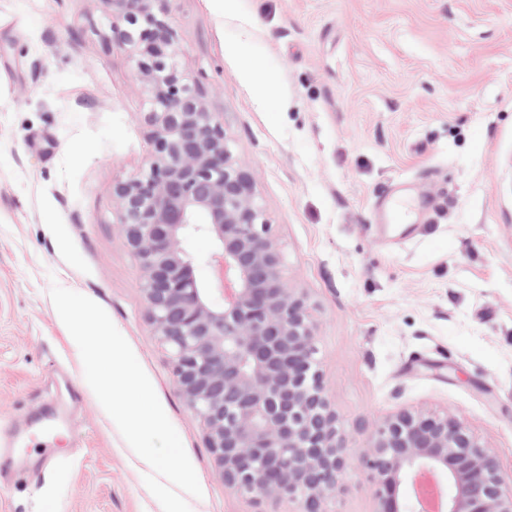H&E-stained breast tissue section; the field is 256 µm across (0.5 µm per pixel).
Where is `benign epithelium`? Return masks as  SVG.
I'll return each instance as SVG.
<instances>
[{
	"mask_svg": "<svg viewBox=\"0 0 512 512\" xmlns=\"http://www.w3.org/2000/svg\"><path fill=\"white\" fill-rule=\"evenodd\" d=\"M109 40L136 59L151 94L154 153L144 172L113 185L125 242L175 381L203 420L224 487L328 512L356 460L316 365L308 297L288 286L251 173L179 63L170 0H103ZM190 236L210 238L203 257ZM208 267L205 286L196 270ZM363 462L377 512H408L399 488L445 481L443 512H512V481L461 419L403 411L375 424Z\"/></svg>",
	"mask_w": 512,
	"mask_h": 512,
	"instance_id": "7a95c632",
	"label": "benign epithelium"
}]
</instances>
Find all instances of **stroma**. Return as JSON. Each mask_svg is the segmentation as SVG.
Wrapping results in <instances>:
<instances>
[{
	"label": "stroma",
	"mask_w": 512,
	"mask_h": 512,
	"mask_svg": "<svg viewBox=\"0 0 512 512\" xmlns=\"http://www.w3.org/2000/svg\"><path fill=\"white\" fill-rule=\"evenodd\" d=\"M182 67L252 173L351 452L375 421L462 418L512 474V0H171ZM102 0H0V444L71 407L53 466L27 450L0 512H162L49 295L102 306L194 466L191 512H287L224 487L153 331L113 185L152 100ZM273 81L260 99L245 64ZM334 512H376L356 468Z\"/></svg>",
	"instance_id": "obj_1"
}]
</instances>
